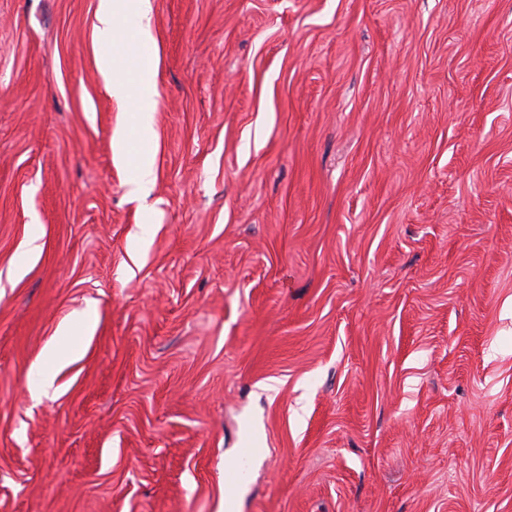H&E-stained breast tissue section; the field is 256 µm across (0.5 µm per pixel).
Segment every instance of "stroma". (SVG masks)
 Segmentation results:
<instances>
[{
  "label": "stroma",
  "mask_w": 512,
  "mask_h": 512,
  "mask_svg": "<svg viewBox=\"0 0 512 512\" xmlns=\"http://www.w3.org/2000/svg\"><path fill=\"white\" fill-rule=\"evenodd\" d=\"M151 5L0 0V512H512V0ZM132 2V6L124 11L123 3ZM124 18L134 26L142 40L152 42L153 36L150 24V0H99L96 13V36L101 44L111 45L117 26V19L123 14ZM99 69L104 79L105 90L109 96L120 104H132L136 130L143 136L151 133L155 109L151 93L141 90L134 98L130 83L115 74L110 61L105 57L99 59Z\"/></svg>",
  "instance_id": "35a3bbf8"
}]
</instances>
